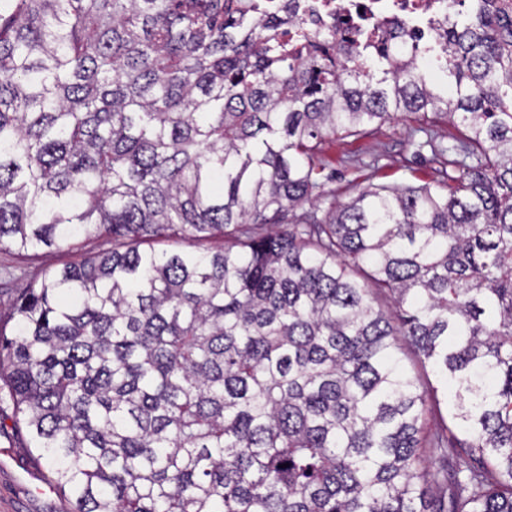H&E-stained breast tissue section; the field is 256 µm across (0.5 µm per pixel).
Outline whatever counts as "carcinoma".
<instances>
[{"label":"carcinoma","mask_w":512,"mask_h":512,"mask_svg":"<svg viewBox=\"0 0 512 512\" xmlns=\"http://www.w3.org/2000/svg\"><path fill=\"white\" fill-rule=\"evenodd\" d=\"M469 4L450 90L394 21L290 62L254 0H0V250L110 244L0 319L72 512H512V0ZM400 112L461 159L337 201L325 140ZM399 357L402 360V364L410 371V373L420 379L421 384L425 385L427 380L436 384L429 369L423 370L420 366L415 350L410 344L406 342L401 343Z\"/></svg>","instance_id":"carcinoma-1"}]
</instances>
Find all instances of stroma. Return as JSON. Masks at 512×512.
I'll list each match as a JSON object with an SVG mask.
<instances>
[{"mask_svg":"<svg viewBox=\"0 0 512 512\" xmlns=\"http://www.w3.org/2000/svg\"><path fill=\"white\" fill-rule=\"evenodd\" d=\"M429 124L443 145H452L456 130L443 119L425 122L422 114H405L377 123L367 138L342 135L326 140V190L349 200L372 184L418 185L437 178L442 167L430 149L416 150L409 133ZM77 253L44 249L36 260L24 263L0 252V313H8L14 300L44 272L77 260ZM27 433L7 429L0 432V512H71L68 499L48 479V465L32 466L28 460Z\"/></svg>","mask_w":512,"mask_h":512,"instance_id":"1","label":"stroma"}]
</instances>
